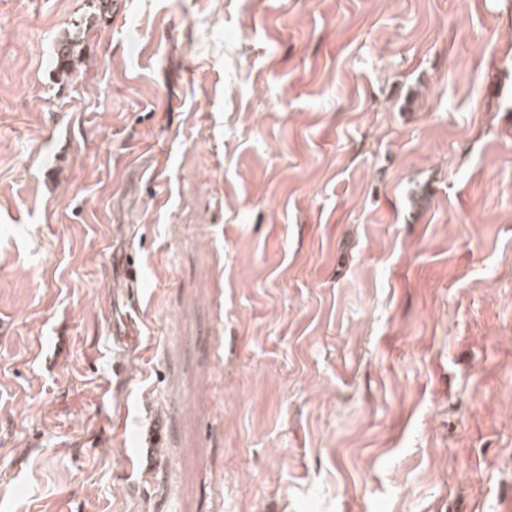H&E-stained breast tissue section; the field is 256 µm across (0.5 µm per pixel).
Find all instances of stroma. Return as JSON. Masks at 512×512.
<instances>
[{
  "label": "stroma",
  "mask_w": 512,
  "mask_h": 512,
  "mask_svg": "<svg viewBox=\"0 0 512 512\" xmlns=\"http://www.w3.org/2000/svg\"><path fill=\"white\" fill-rule=\"evenodd\" d=\"M0 512H512V0H0ZM80 26L73 24V30L69 31L59 42L57 59L59 60V74L68 76L72 73L77 57L78 44L83 42Z\"/></svg>",
  "instance_id": "35a3bbf8"
}]
</instances>
